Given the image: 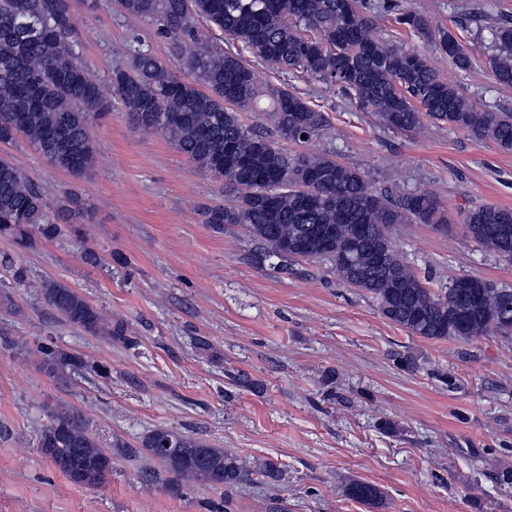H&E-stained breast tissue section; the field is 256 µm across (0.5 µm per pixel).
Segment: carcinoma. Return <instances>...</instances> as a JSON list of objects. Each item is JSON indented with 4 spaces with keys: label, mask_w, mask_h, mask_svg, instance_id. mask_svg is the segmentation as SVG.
<instances>
[{
    "label": "carcinoma",
    "mask_w": 512,
    "mask_h": 512,
    "mask_svg": "<svg viewBox=\"0 0 512 512\" xmlns=\"http://www.w3.org/2000/svg\"><path fill=\"white\" fill-rule=\"evenodd\" d=\"M124 16L155 23L169 41L180 75L134 39L128 64L110 86L89 78L81 59L77 22L68 0H0V143L25 136L55 168L79 176L95 158L91 126L118 103L134 126L163 136L198 168L224 180L236 198L206 206L204 223L216 231L242 227L257 243L256 258L288 268L300 258L329 262L344 284L371 294L381 313L429 340L470 341L512 333V290L469 275L448 288H427L394 248L395 224L446 230L453 220L429 190L398 197L378 192L363 172L328 152L290 156L266 131L245 125L241 113L268 101L266 117L277 134L309 142L326 127L323 113L286 89H259L241 58L214 45L197 25L202 17L254 57L285 73H303L353 97L389 130L414 135L429 120L488 139L512 151V112L481 110L441 76L429 57L407 50L377 24L369 0H113ZM397 23L420 35L460 69L471 57L445 28L408 8ZM489 65L497 83L512 87V25L495 29ZM81 203L69 193L48 213L39 186L0 156V236L26 245L78 233L71 219ZM467 236L512 260V209L470 210ZM45 301L62 318L93 336L130 344L112 323L69 286L48 281ZM45 372L66 382L88 369L82 357L52 340L37 347ZM149 455L184 481L231 486L246 469L239 458L200 438L168 428L141 441ZM37 447L71 482L103 483L112 455L100 448L75 411H60L40 431ZM349 495L374 503L375 487L353 482Z\"/></svg>",
    "instance_id": "obj_1"
}]
</instances>
